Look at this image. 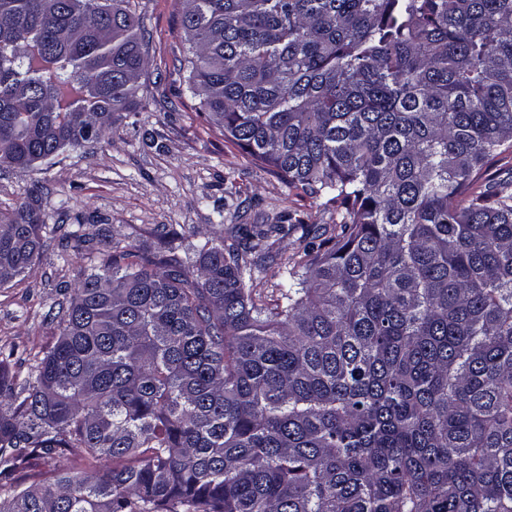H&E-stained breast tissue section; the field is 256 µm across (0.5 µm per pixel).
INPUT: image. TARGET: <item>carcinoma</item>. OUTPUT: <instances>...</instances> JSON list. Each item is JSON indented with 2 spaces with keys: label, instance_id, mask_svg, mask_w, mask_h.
Returning a JSON list of instances; mask_svg holds the SVG:
<instances>
[{
  "label": "carcinoma",
  "instance_id": "carcinoma-1",
  "mask_svg": "<svg viewBox=\"0 0 512 512\" xmlns=\"http://www.w3.org/2000/svg\"><path fill=\"white\" fill-rule=\"evenodd\" d=\"M129 2L0 0V165L32 174L137 102ZM180 3L206 122L336 224L153 252L65 233L97 256L53 346L0 357V512H512V179L483 177L512 151V0ZM43 228L0 219V288ZM69 448L112 467L16 477Z\"/></svg>",
  "mask_w": 512,
  "mask_h": 512
}]
</instances>
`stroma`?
Returning <instances> with one entry per match:
<instances>
[{
  "instance_id": "obj_1",
  "label": "stroma",
  "mask_w": 512,
  "mask_h": 512,
  "mask_svg": "<svg viewBox=\"0 0 512 512\" xmlns=\"http://www.w3.org/2000/svg\"><path fill=\"white\" fill-rule=\"evenodd\" d=\"M145 23L149 67L137 104L101 142L69 150L26 176L0 167V217L33 205L43 224H81L145 250L159 235L192 227L207 234L280 219L336 221L321 199L288 186L238 145L202 122L186 89V52L178 0H131ZM78 259H59L49 240L22 282L0 288V350L13 366L52 346L57 325L48 312L59 287L78 281Z\"/></svg>"
}]
</instances>
